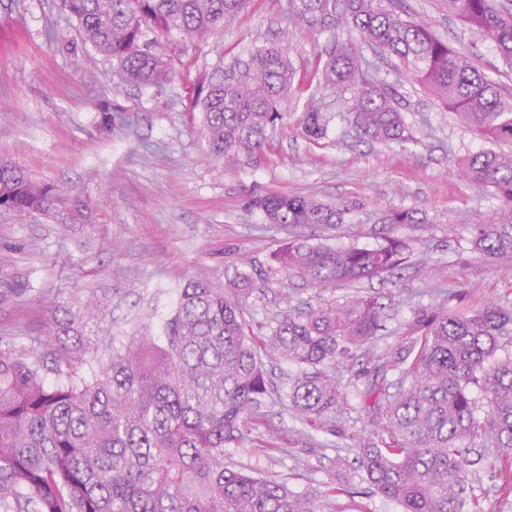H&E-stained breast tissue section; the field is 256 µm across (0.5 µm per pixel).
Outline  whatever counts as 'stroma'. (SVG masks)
Listing matches in <instances>:
<instances>
[{"mask_svg": "<svg viewBox=\"0 0 512 512\" xmlns=\"http://www.w3.org/2000/svg\"><path fill=\"white\" fill-rule=\"evenodd\" d=\"M403 3L512 96V70L498 67L490 41L440 12L434 0ZM286 4L252 0L208 40L172 44L168 80L118 88L111 61L84 43L61 0H0V159L84 200L91 212L84 224L63 212H0V336L28 347L58 306L78 305L91 294L106 305L99 334L142 332L167 316L180 283L202 272L225 285L243 256L259 271L242 302L258 335L292 305L377 296L390 316L389 333L371 355L337 366L335 432L310 430L271 402L266 411L280 451L260 448L254 430L226 446L224 462L315 491L322 512H401L393 500L368 492L353 470L357 448L371 435L362 392L374 356L403 345L401 329L415 299L460 309L512 303V261L482 259L467 229L494 218L502 203L491 188L463 180L458 168L459 159L490 142L408 80L397 92L410 139L356 138L346 103L314 82L289 103L270 151L240 157L230 168L207 159L189 100L199 72L266 44L282 47L304 70L331 40H349L340 29L311 41L302 26L284 21ZM314 107L331 119L329 137L316 142L302 132L303 116ZM263 193L314 196L345 208L346 221L333 228L265 222L255 205ZM395 209L425 211L428 222L378 223L381 212ZM387 237L413 248L407 267L390 278L322 293L271 269V254L296 238L373 247Z\"/></svg>", "mask_w": 512, "mask_h": 512, "instance_id": "35a3bbf8", "label": "stroma"}]
</instances>
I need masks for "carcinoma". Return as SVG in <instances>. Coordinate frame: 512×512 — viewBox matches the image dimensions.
Masks as SVG:
<instances>
[{
    "instance_id": "carcinoma-1",
    "label": "carcinoma",
    "mask_w": 512,
    "mask_h": 512,
    "mask_svg": "<svg viewBox=\"0 0 512 512\" xmlns=\"http://www.w3.org/2000/svg\"><path fill=\"white\" fill-rule=\"evenodd\" d=\"M472 32L492 41L512 68V0H435ZM96 52L112 60L118 85H155L172 74L159 38H208L235 19L246 0H62ZM286 19L315 39L342 27L433 94L457 121L492 142L512 143V101L401 0H288ZM310 75L349 96L355 134L381 143L410 139L391 85L351 42L313 56ZM306 78L268 46L202 73L192 86L205 155L230 165L264 150ZM303 131L320 140L329 120L305 113ZM463 177L493 188L503 206L469 225L485 259L512 257V153L492 149L460 160ZM259 208L272 224L345 223L346 210L311 196L272 193ZM0 208L49 215L61 208L84 221L88 207L56 186L0 162ZM382 224H424L417 209L388 211ZM411 245L375 247L290 241L272 254L275 272L321 292L400 268ZM251 263L223 288L203 277L178 285L176 306L157 334H86L101 302L62 309L28 351L0 349V512H320L315 494L275 478L224 466V446L264 424L267 400L325 431L336 430V364L371 353L386 329L372 297L288 307L257 336L240 298L253 292ZM405 344L378 357L364 401L376 427L358 449L363 480L402 512H481L476 447L494 448V469L512 484V305L464 312L443 302L419 307ZM296 365L288 391L267 379L263 359ZM86 366L79 371L77 364ZM478 390L476 398L472 390ZM484 409L483 418L475 415Z\"/></svg>"
}]
</instances>
